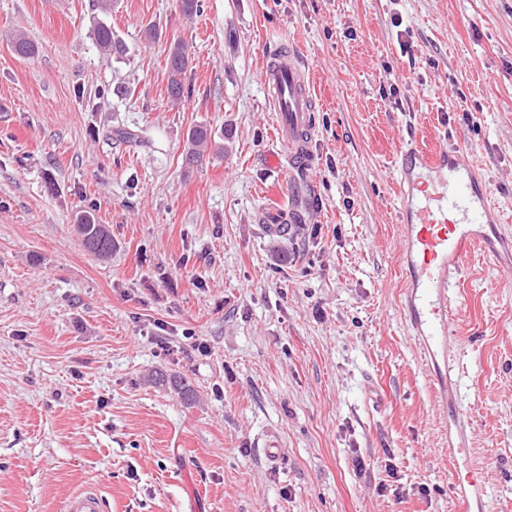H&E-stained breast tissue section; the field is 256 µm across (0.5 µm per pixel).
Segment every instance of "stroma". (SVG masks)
Masks as SVG:
<instances>
[{
	"label": "stroma",
	"mask_w": 512,
	"mask_h": 512,
	"mask_svg": "<svg viewBox=\"0 0 512 512\" xmlns=\"http://www.w3.org/2000/svg\"><path fill=\"white\" fill-rule=\"evenodd\" d=\"M96 20L93 0H0V512L90 485L106 512H453L456 429L401 314L395 152L466 138L512 233V0H202L190 19L114 0L108 58ZM275 43L314 82L306 170L268 165ZM198 124L224 152L188 169ZM83 211L108 259L80 246ZM452 294L485 512H512V248L469 256ZM188 54L183 43L175 41L171 44L167 57L168 94L174 103L184 98L185 87L183 75L188 66ZM76 230L87 251L100 259H107L112 254V235L103 224H96L92 214H82Z\"/></svg>",
	"instance_id": "obj_1"
}]
</instances>
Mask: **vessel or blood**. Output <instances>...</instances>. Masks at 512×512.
<instances>
[{
	"instance_id": "obj_1",
	"label": "vessel or blood",
	"mask_w": 512,
	"mask_h": 512,
	"mask_svg": "<svg viewBox=\"0 0 512 512\" xmlns=\"http://www.w3.org/2000/svg\"><path fill=\"white\" fill-rule=\"evenodd\" d=\"M261 79L278 116L282 155L291 167H308L315 137L316 99L299 54L287 47L266 54ZM466 151L463 144H440L426 150L409 142L397 150L399 174L407 186L400 261L411 285L410 338L434 392L454 376L460 359L450 346V335L462 307L453 303L450 290L472 250L489 256L495 253V241L484 230L490 190L464 163ZM448 456L466 461L465 473L452 478L455 512H471L462 488L467 485L484 493L483 467L465 444L449 447ZM59 512H106V505L95 490L83 489L64 498Z\"/></svg>"
}]
</instances>
